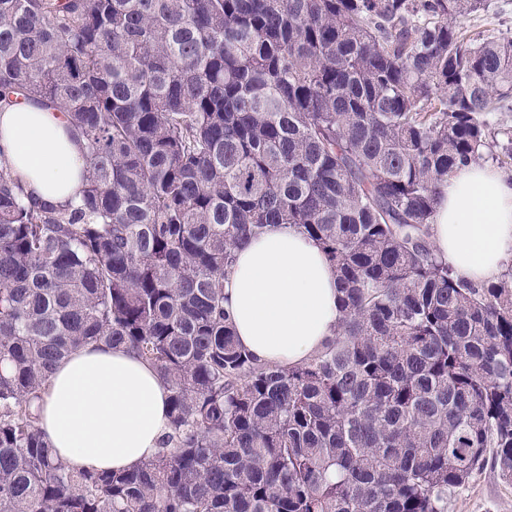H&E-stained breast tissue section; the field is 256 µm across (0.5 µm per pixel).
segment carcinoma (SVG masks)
<instances>
[{"mask_svg":"<svg viewBox=\"0 0 512 512\" xmlns=\"http://www.w3.org/2000/svg\"><path fill=\"white\" fill-rule=\"evenodd\" d=\"M486 0H0V99L63 109L78 204L0 164V512H448L512 482V273L433 249L448 176L512 111ZM275 224L338 277L334 338L290 367L234 339L224 277ZM125 346L169 391L158 454L78 473L39 426L55 366ZM448 512H512V484L501 480L488 465L448 496Z\"/></svg>","mask_w":512,"mask_h":512,"instance_id":"cac0c4a2","label":"carcinoma"}]
</instances>
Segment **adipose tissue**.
Instances as JSON below:
<instances>
[{
  "label": "adipose tissue",
  "mask_w": 512,
  "mask_h": 512,
  "mask_svg": "<svg viewBox=\"0 0 512 512\" xmlns=\"http://www.w3.org/2000/svg\"><path fill=\"white\" fill-rule=\"evenodd\" d=\"M0 162L35 201L64 206L82 194L85 149L67 112L0 100ZM432 241L456 276L498 281L512 253V176L480 163L457 169L435 207ZM338 296L322 248L284 225L235 249L224 278L238 343L271 365L304 362L333 338ZM168 395L157 368L134 352L87 345L51 375L40 428L74 470L130 471L169 433Z\"/></svg>",
  "instance_id": "obj_1"
}]
</instances>
